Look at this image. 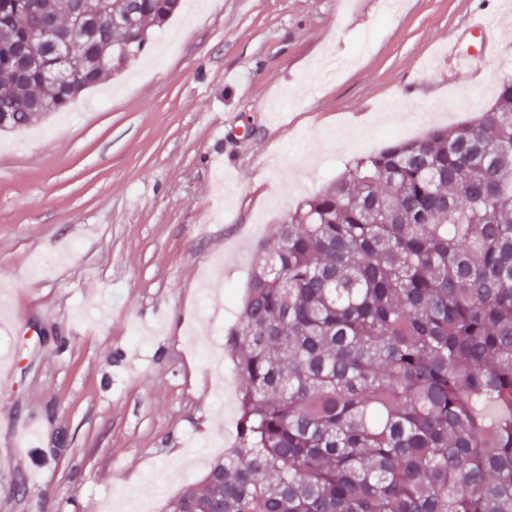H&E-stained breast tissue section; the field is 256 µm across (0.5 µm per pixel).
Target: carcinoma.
<instances>
[{"instance_id":"carcinoma-1","label":"carcinoma","mask_w":512,"mask_h":512,"mask_svg":"<svg viewBox=\"0 0 512 512\" xmlns=\"http://www.w3.org/2000/svg\"><path fill=\"white\" fill-rule=\"evenodd\" d=\"M180 0H0V131L68 107ZM101 20L65 82L37 20ZM224 347L236 444L164 512H512V78L275 225Z\"/></svg>"}]
</instances>
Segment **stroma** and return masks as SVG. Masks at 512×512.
Segmentation results:
<instances>
[{"label":"stroma","instance_id":"35a3bbf8","mask_svg":"<svg viewBox=\"0 0 512 512\" xmlns=\"http://www.w3.org/2000/svg\"><path fill=\"white\" fill-rule=\"evenodd\" d=\"M471 0H185L65 112L0 132V512H150L236 439L200 352L236 319L274 224L354 158L454 125L512 76L449 74Z\"/></svg>","mask_w":512,"mask_h":512}]
</instances>
